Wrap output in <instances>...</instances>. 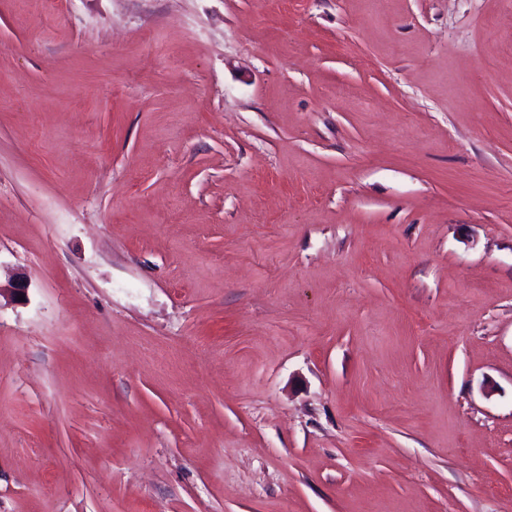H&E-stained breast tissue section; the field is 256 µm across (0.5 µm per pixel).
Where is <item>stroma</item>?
<instances>
[{
	"instance_id": "1",
	"label": "stroma",
	"mask_w": 512,
	"mask_h": 512,
	"mask_svg": "<svg viewBox=\"0 0 512 512\" xmlns=\"http://www.w3.org/2000/svg\"><path fill=\"white\" fill-rule=\"evenodd\" d=\"M0 512H512V0H0Z\"/></svg>"
}]
</instances>
